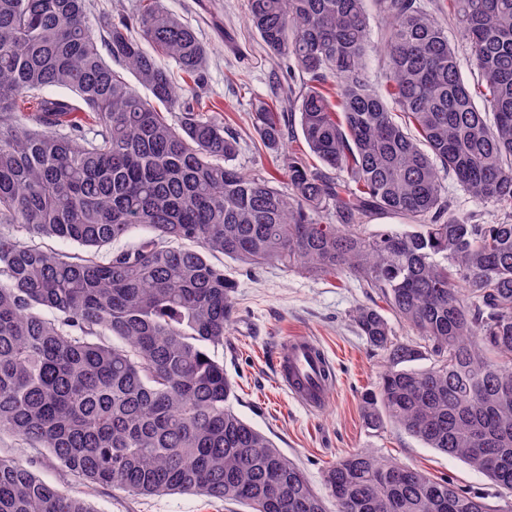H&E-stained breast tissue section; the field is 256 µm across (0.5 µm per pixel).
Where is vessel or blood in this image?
<instances>
[{"mask_svg":"<svg viewBox=\"0 0 512 512\" xmlns=\"http://www.w3.org/2000/svg\"><path fill=\"white\" fill-rule=\"evenodd\" d=\"M277 372L282 386L305 409L323 408L332 388V366L322 348L305 336H291L277 348Z\"/></svg>","mask_w":512,"mask_h":512,"instance_id":"1","label":"vessel or blood"}]
</instances>
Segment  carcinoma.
Masks as SVG:
<instances>
[{"instance_id": "cac0c4a2", "label": "carcinoma", "mask_w": 512, "mask_h": 512, "mask_svg": "<svg viewBox=\"0 0 512 512\" xmlns=\"http://www.w3.org/2000/svg\"><path fill=\"white\" fill-rule=\"evenodd\" d=\"M136 20L98 37L88 0H0V432L135 496L200 494L246 512H512V0H248L268 55L302 75L286 100L322 164L286 157L284 188L233 164L238 136L186 103L159 61L200 75L196 30L161 0H139ZM284 118L259 107L265 149L282 147ZM446 174L501 218L452 211ZM384 214L411 230L367 232ZM138 227L148 235L133 247L101 253ZM219 255L348 274L377 294L419 339H399L377 306L352 312L386 359L361 396L366 427L463 459L501 504L372 449L328 467L318 493L234 409ZM0 512L93 509L0 458ZM442 20H443L445 26L448 28L449 41L458 50V52L463 60V73L468 80L472 81L474 73H473V69L470 66V63L468 61V55H467V51H466V47H465V41L463 40L459 29H457L455 23L452 20L451 21L448 20V17H446V16Z\"/></svg>"}]
</instances>
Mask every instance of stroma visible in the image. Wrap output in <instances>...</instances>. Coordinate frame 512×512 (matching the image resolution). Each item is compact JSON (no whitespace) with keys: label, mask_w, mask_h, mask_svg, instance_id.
<instances>
[{"label":"stroma","mask_w":512,"mask_h":512,"mask_svg":"<svg viewBox=\"0 0 512 512\" xmlns=\"http://www.w3.org/2000/svg\"><path fill=\"white\" fill-rule=\"evenodd\" d=\"M194 26L209 48L201 88L214 117L237 133L242 150L236 164L281 178L274 153L257 147L252 114L270 100L280 71L259 37L245 23L247 0H163ZM224 274L235 284L234 320L224 341V369L232 379L237 412L269 436L278 448L321 487L322 474L348 453L374 448L386 457L445 477L466 491L492 494L487 479L459 459L424 447L403 431L367 429L360 409L363 391L374 386L385 365L382 351L359 336L349 318L357 306L377 297L346 275H317L277 263L251 265L225 260ZM307 336L330 359L336 378L326 406L302 408L281 386L272 352L288 336ZM0 457L22 460L65 493L87 499L93 512H239L233 504L188 494L132 496L119 489L88 486L43 448L0 435Z\"/></svg>","instance_id":"stroma-1"}]
</instances>
